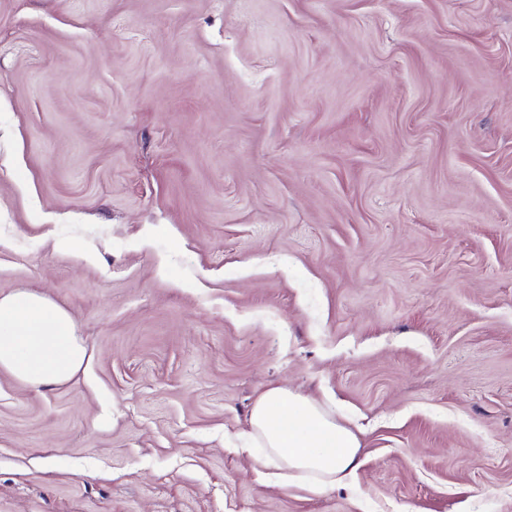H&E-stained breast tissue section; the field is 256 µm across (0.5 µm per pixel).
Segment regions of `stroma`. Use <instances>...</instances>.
<instances>
[{
  "instance_id": "1",
  "label": "stroma",
  "mask_w": 512,
  "mask_h": 512,
  "mask_svg": "<svg viewBox=\"0 0 512 512\" xmlns=\"http://www.w3.org/2000/svg\"><path fill=\"white\" fill-rule=\"evenodd\" d=\"M0 512H512V0H0ZM281 387L362 443L269 483ZM86 355L73 318L55 302L29 290L0 296V370L39 389L72 379Z\"/></svg>"
}]
</instances>
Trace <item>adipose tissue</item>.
<instances>
[{
  "mask_svg": "<svg viewBox=\"0 0 512 512\" xmlns=\"http://www.w3.org/2000/svg\"><path fill=\"white\" fill-rule=\"evenodd\" d=\"M87 351L71 315L34 291L0 296V370L38 389L63 383L81 369ZM250 440L262 449L273 480L314 495L345 487L360 466L356 433L325 404L278 387L256 401Z\"/></svg>",
  "mask_w": 512,
  "mask_h": 512,
  "instance_id": "ef3b65f1",
  "label": "adipose tissue"
}]
</instances>
